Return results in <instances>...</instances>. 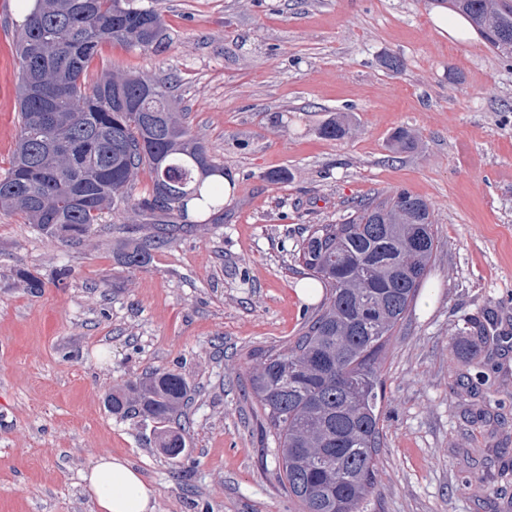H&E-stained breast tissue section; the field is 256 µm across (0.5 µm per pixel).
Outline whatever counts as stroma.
<instances>
[{"instance_id": "35a3bbf8", "label": "stroma", "mask_w": 512, "mask_h": 512, "mask_svg": "<svg viewBox=\"0 0 512 512\" xmlns=\"http://www.w3.org/2000/svg\"><path fill=\"white\" fill-rule=\"evenodd\" d=\"M170 37L161 53L102 45L90 75L176 84L184 124L223 166L222 211L117 261L132 205L79 243L0 210V512H93L80 474L126 458L155 512H299L277 445L248 394L257 357L287 348L318 300L297 293L313 225L403 188L430 204L438 248L379 358L381 446L365 512H512V59L440 31V0H139ZM19 0H0V176L19 134ZM403 64L400 72L384 64ZM349 115L341 139L323 126ZM414 150L392 149L398 128ZM42 286L24 287L20 272ZM506 372L465 388L456 340ZM156 371L189 385L186 448L150 420L112 413V388ZM165 238L157 236V239L138 240L133 238L125 239L127 243L120 250L119 263L128 269H136L145 265L149 249L153 244L164 242Z\"/></svg>"}]
</instances>
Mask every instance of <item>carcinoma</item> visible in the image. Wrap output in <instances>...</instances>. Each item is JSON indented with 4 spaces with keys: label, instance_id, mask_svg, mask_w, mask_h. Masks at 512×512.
Wrapping results in <instances>:
<instances>
[{
    "label": "carcinoma",
    "instance_id": "1",
    "mask_svg": "<svg viewBox=\"0 0 512 512\" xmlns=\"http://www.w3.org/2000/svg\"><path fill=\"white\" fill-rule=\"evenodd\" d=\"M487 46L512 58V0H449ZM119 41L159 51L169 42L159 12L136 0H37L18 37L19 135L0 177V206L65 243L89 237L104 209L120 211L148 171L152 191L138 210L186 218L185 200L224 207V175L208 148L172 112L167 84L149 76L107 73L86 79L102 44ZM404 128L397 151L414 148ZM177 187L157 197L158 181ZM129 238L119 263L145 265L152 245ZM437 249L433 214L423 199L398 190L361 203L340 224H321L303 239L299 259L326 295L301 336L262 355L250 392L278 441L279 478L301 512H364L376 483L382 395L377 357L402 324ZM181 374L159 372L113 390L112 411L158 424L176 420L188 402ZM171 458L185 449L174 430L160 434Z\"/></svg>",
    "mask_w": 512,
    "mask_h": 512
}]
</instances>
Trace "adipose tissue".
<instances>
[{"mask_svg": "<svg viewBox=\"0 0 512 512\" xmlns=\"http://www.w3.org/2000/svg\"><path fill=\"white\" fill-rule=\"evenodd\" d=\"M96 512H154L155 492L125 459L104 455L81 474Z\"/></svg>", "mask_w": 512, "mask_h": 512, "instance_id": "1", "label": "adipose tissue"}]
</instances>
